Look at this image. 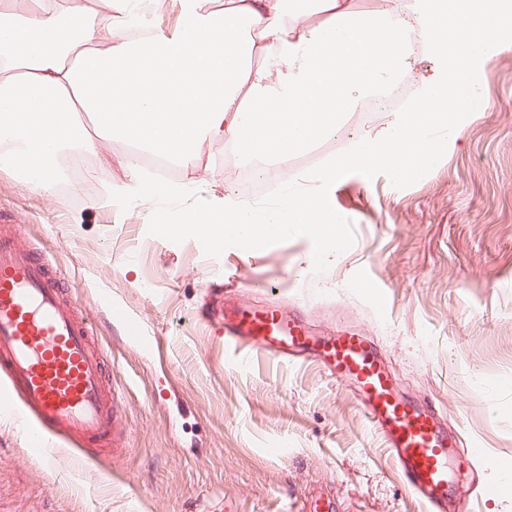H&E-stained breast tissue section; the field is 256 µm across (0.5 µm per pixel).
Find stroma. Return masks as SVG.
Returning <instances> with one entry per match:
<instances>
[{
  "label": "stroma",
  "instance_id": "35a3bbf8",
  "mask_svg": "<svg viewBox=\"0 0 512 512\" xmlns=\"http://www.w3.org/2000/svg\"><path fill=\"white\" fill-rule=\"evenodd\" d=\"M472 78L486 100L461 114L462 137L426 176L403 189L384 174L332 186L355 243L321 274L304 236L213 258L196 239L150 235V201L126 211L106 202L124 182L108 166L127 154L123 141L82 153L91 177L49 198L0 165V208L92 322L126 433L121 449L93 460L58 444L49 471L20 426L0 417V512H297L298 500L321 493L332 512H423L343 386L312 364L225 348L199 314L228 290L248 306L297 307L320 336L363 331L397 390L431 402L457 439L466 494L454 512H512V489L481 493L512 466V51L483 56ZM395 118L346 126L296 154L278 183ZM200 155L184 180L209 200L236 197L223 142H204ZM118 308L153 344L126 342ZM474 444L485 460L469 457Z\"/></svg>",
  "mask_w": 512,
  "mask_h": 512
}]
</instances>
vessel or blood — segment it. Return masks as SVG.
<instances>
[{"mask_svg":"<svg viewBox=\"0 0 512 512\" xmlns=\"http://www.w3.org/2000/svg\"><path fill=\"white\" fill-rule=\"evenodd\" d=\"M222 325L225 345L241 353L315 361L350 387L405 487L429 512H448L457 476L447 427L435 411L398 393L384 357L364 333L340 330L317 339L281 307L230 301ZM0 369L6 375L0 413L34 418L30 450L45 464L54 457L41 441L44 431L80 446L119 447L118 407L90 326L52 285L49 263L1 231Z\"/></svg>","mask_w":512,"mask_h":512,"instance_id":"b4317fda","label":"vessel or blood"}]
</instances>
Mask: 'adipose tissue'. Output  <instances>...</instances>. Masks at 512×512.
<instances>
[{
	"label": "adipose tissue",
	"mask_w": 512,
	"mask_h": 512,
	"mask_svg": "<svg viewBox=\"0 0 512 512\" xmlns=\"http://www.w3.org/2000/svg\"><path fill=\"white\" fill-rule=\"evenodd\" d=\"M153 0H42L0 10V159L29 190L52 195L65 150L124 139L128 198L154 153L194 171L204 141L239 148L246 164L286 163L333 136L368 97L409 69L405 36L419 28L435 62L421 92L376 139L320 172L386 167L405 178L431 161L439 136L482 100L465 84L482 54L512 50V0H400L360 13L351 0H178L179 29L145 27ZM151 182V181H150Z\"/></svg>",
	"instance_id": "obj_1"
}]
</instances>
